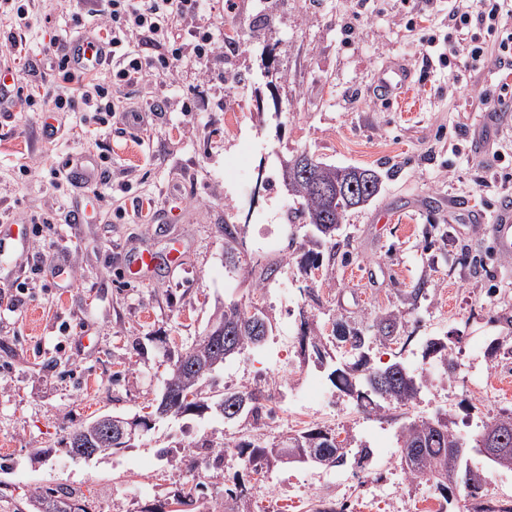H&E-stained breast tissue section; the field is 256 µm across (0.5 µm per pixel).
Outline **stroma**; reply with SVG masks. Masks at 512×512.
Listing matches in <instances>:
<instances>
[{
    "instance_id": "35a3bbf8",
    "label": "stroma",
    "mask_w": 512,
    "mask_h": 512,
    "mask_svg": "<svg viewBox=\"0 0 512 512\" xmlns=\"http://www.w3.org/2000/svg\"><path fill=\"white\" fill-rule=\"evenodd\" d=\"M97 0H30L27 43L16 58H54L58 44L98 23ZM234 30L233 48L198 57L190 31ZM400 0H238L235 13L213 0L204 19L179 23L178 77L169 81L154 46L130 48L150 67L148 83L116 85L115 103L160 102L147 129L122 117L98 124L76 107L17 101L0 112V211L31 225L26 252L0 267V512H29L38 487H63L90 500L92 512H152L180 488L202 484L215 512L225 489L244 483L254 512H474L478 500L512 507V471L470 454L481 473L480 499L464 487L442 498L429 482L410 483L396 448L376 445L408 419L448 413L473 441L480 418L512 410V254L500 253L489 226L512 203V54L488 44L500 68L465 58L423 67L422 30H409ZM404 70L400 96L378 94L387 72ZM457 83H449V73ZM237 123L224 125L225 113ZM336 166L379 172L382 189L348 213L318 267L302 271L308 230L290 220L293 200L281 162L300 153ZM73 160L100 164V194L59 172ZM50 218L51 226L34 230ZM238 225L248 273L224 267V231ZM149 252L157 263L137 275L126 264ZM280 272L269 291L255 272ZM425 298L410 303L418 284ZM262 309L273 334L313 322L333 365L350 362L337 321L371 327L402 311L400 338L371 344V364L396 360L432 379L412 404L363 413L331 391L328 403L297 418L299 428L341 434L374 446L364 482L341 467L282 464L265 489L244 471L214 465L198 444L279 443L283 430L256 433L247 421L207 412L162 419L113 455L68 456L63 439L94 417L144 414L173 359L205 334L224 305ZM447 338L457 365L440 377L424 356L426 337ZM327 368L303 359L299 345L266 343L227 362L212 390H243L271 378L327 383ZM185 446L177 465L163 448Z\"/></svg>"
}]
</instances>
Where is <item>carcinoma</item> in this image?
Returning <instances> with one entry per match:
<instances>
[{
  "instance_id": "cac0c4a2",
  "label": "carcinoma",
  "mask_w": 512,
  "mask_h": 512,
  "mask_svg": "<svg viewBox=\"0 0 512 512\" xmlns=\"http://www.w3.org/2000/svg\"><path fill=\"white\" fill-rule=\"evenodd\" d=\"M283 182L288 184V191L296 198L299 208L294 211V217L306 226H311L318 235L324 238L335 236L339 224L343 223L347 213L360 203H369L380 192L381 180L379 174L372 170L359 167H338L311 159V162L296 170L292 167H282ZM354 183L358 192L366 194V198L356 200L330 201L328 193L336 187ZM224 240L230 244L224 253V264L233 270L241 267V260L233 244L238 240V228L234 224L224 225ZM402 312H388L376 321V339L382 342L398 340L396 336ZM224 324L231 330L224 334V344L213 340L210 334L197 337L185 352L178 355L171 366L166 384L169 389L168 406L171 416L182 418L187 415H200L208 409H216V405L224 404V422L235 423L242 417L252 421L255 428H260L264 421L271 418L273 408L270 402L273 393L267 383H259L241 391H226L217 398L206 401L201 397V380L197 379L193 366L202 364H217L221 368L224 363L249 349L259 348L266 342L268 330L258 334L251 322L250 311L239 302L224 305ZM303 339L310 340V345L316 359L320 362L326 358L327 351L322 349L320 337L315 328L307 321L302 322ZM336 338L347 348V353L353 356L354 362L343 367H337L329 373V378L337 390L345 395L363 401L366 398L375 400L378 408L385 403L407 405L417 399L422 389L426 387L427 378L422 372H416L401 361H395L384 367L370 365L365 347L371 337L364 334L358 327H351L341 321L336 322ZM424 355H432L439 359L441 368L446 373L456 370V363L449 352L448 342L442 338H431L425 342ZM387 375L386 393L375 390L368 382L371 373ZM188 394L193 395L189 402L179 400ZM504 438V446L512 449V413L503 412L489 416L482 421L476 442H481L491 436ZM397 448L400 465L411 481H430L440 491L443 498H448V473L464 471L471 476V484L467 485L470 496L480 488L481 478L469 469L462 468L463 458L459 457L456 448L461 438L452 427L448 415L419 417L403 423L396 431ZM300 444L305 452L318 458L322 455L333 457V466L341 467L352 461V465L362 471L370 470L372 459L371 448L361 444L356 449L348 445L336 444V434L320 428H310L302 431H291L282 441V449ZM237 456L244 469L249 473L260 474L269 471L278 462L274 448L261 446L252 442L235 445ZM174 501L179 505L188 503L194 505L198 512H212L209 501L203 493L174 494ZM32 512H88L79 496L67 488H38L29 497ZM224 512H251V499L244 485L238 484L233 489L225 491Z\"/></svg>"
}]
</instances>
